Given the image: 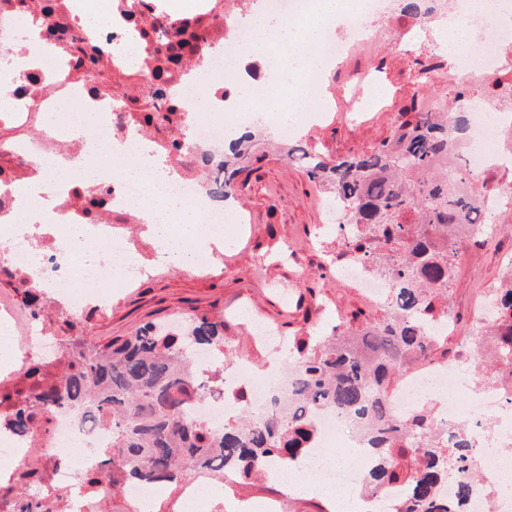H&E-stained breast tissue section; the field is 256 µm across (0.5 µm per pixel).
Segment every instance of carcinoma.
<instances>
[{
	"label": "carcinoma",
	"mask_w": 512,
	"mask_h": 512,
	"mask_svg": "<svg viewBox=\"0 0 512 512\" xmlns=\"http://www.w3.org/2000/svg\"><path fill=\"white\" fill-rule=\"evenodd\" d=\"M410 111L414 119L402 122L391 142L338 163L306 145L289 151L310 178L330 186L345 223L361 228L355 249H369L374 270L391 285L381 318L348 321L341 336L292 341L294 411L249 416L218 436L188 420L185 408L203 384L189 376L183 354L221 344L224 332V321L193 316L188 329L175 334L149 325L102 347L82 336L68 340L52 383L40 385L37 367L28 371L32 392H16L19 409L10 426L27 434L42 417L74 406L90 422L112 421V456L101 460L96 478L120 484L157 477L175 485L214 464L248 478L270 462L294 461L306 450L317 408L328 407L348 413L373 445L361 488L376 498L391 484L404 483L407 495L392 512H466L474 488L468 443L440 441L430 434L429 420H400L388 402L403 367L438 350L419 317L442 312L457 257L453 233L479 200L438 179L440 166L454 156L448 117L424 112L415 102ZM251 141L232 144V158L220 163L212 194L229 196L237 173L229 170L231 160L245 158ZM420 224L431 225L435 238H419ZM452 472L457 495L450 502L441 486Z\"/></svg>",
	"instance_id": "cac0c4a2"
}]
</instances>
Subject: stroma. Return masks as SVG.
<instances>
[{"label": "stroma", "mask_w": 512, "mask_h": 512, "mask_svg": "<svg viewBox=\"0 0 512 512\" xmlns=\"http://www.w3.org/2000/svg\"><path fill=\"white\" fill-rule=\"evenodd\" d=\"M428 60L423 51L396 46L353 55L331 72V90L340 91L353 76L369 73L387 91L384 106L361 113L355 120L338 111L325 113L317 122L311 121L309 113H296L294 123L303 129L302 140L330 160L368 152L391 140L403 119L401 107L416 97L449 96L444 82L421 79L419 66ZM286 150L280 139L258 136L228 199L246 221L228 225L232 250L223 261L201 271L161 268L131 287L114 289L108 311L76 318L77 335L102 345L175 314L205 316L224 323L225 360L243 359L261 367L267 355L250 340V315L279 326L288 336L307 335L320 323L326 306L338 307L346 320L359 311L380 317V310L338 280L328 266V257L341 250L342 244L333 236L314 240V230L326 221L315 201L317 183L287 157ZM495 221L508 233L507 243L461 248L448 285V305L459 318L458 332L463 336L474 333L466 319L472 298L499 284L501 250L512 247V203L503 206ZM292 244L300 248L295 259L288 255ZM224 495L229 503L243 500L266 505L280 495L284 498L281 512H328L321 500L282 493L280 486L263 478L225 487Z\"/></svg>", "instance_id": "stroma-1"}]
</instances>
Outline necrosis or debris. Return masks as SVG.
Masks as SVG:
<instances>
[{
	"instance_id": "necrosis-or-debris-1",
	"label": "necrosis or debris",
	"mask_w": 512,
	"mask_h": 512,
	"mask_svg": "<svg viewBox=\"0 0 512 512\" xmlns=\"http://www.w3.org/2000/svg\"><path fill=\"white\" fill-rule=\"evenodd\" d=\"M197 2L195 11L180 14L166 9L162 0H43L44 11L35 13L30 0H0V62L16 48L19 33L31 26L53 48L51 64L33 65L12 80L14 105L5 118L33 125L36 135L0 144V271L37 285L38 295H51L69 316L104 312L112 304L114 283L148 278L168 261L159 248L143 252V241L154 238L149 225L140 224L135 237L126 231L127 225L139 224L127 203L146 198L147 179H130L119 170L100 172L97 149L102 144L121 141L133 158L146 139L160 163L175 162L176 174L166 191L195 211L200 236L241 220L208 195L197 158L223 148L237 127L251 123V110L235 108L238 97L248 95L253 106L259 105L283 85L284 77L241 64L243 52L255 41L254 32L239 20L249 13L250 0H242L237 15L225 9L224 0ZM348 2L339 29L316 46L318 58L335 63L395 33L419 36L422 48L433 52L447 46L448 63L437 66L434 75L454 97L448 104L429 98L421 106L427 112L451 107L468 113L467 136L456 151L468 172L491 186L478 201V221L459 225L455 236L464 244L476 236L498 238L501 231L492 217L512 200V182L499 177L512 162V26L501 21L512 15V0H433L432 21L419 29L400 27L398 0ZM447 17L476 33L477 48L458 41L455 30L437 32L434 20ZM373 86L369 76H361L333 100L323 73L309 67L301 74L297 95L317 112L336 105L360 112ZM135 100L149 102L151 121L131 116L128 106ZM73 101L79 111H68ZM89 118L94 121L90 140L72 138V130ZM65 155L74 163L62 172L56 160ZM36 172L64 185L52 201L59 219L14 223L11 187ZM336 273L372 305L389 301V281L366 260L338 252ZM37 319L27 304L0 295V322L8 325L13 359L10 371H0L1 391H10L32 364H40L46 374L55 370L64 343L37 331ZM473 343V337L461 336L446 361L409 364L392 390V408L406 418L427 409L440 439L467 438L478 476L467 512H512V360L497 363L490 380L465 375L461 367L470 364ZM186 362L190 374L207 385L186 415L213 435L223 433L236 404L261 416L288 395L289 376L225 363L220 346L193 351ZM314 423L304 456L308 470L324 484L357 483L371 461L367 439L339 410L318 409ZM333 444L350 451L348 462L323 464ZM111 447V423H90L74 407L59 409L38 424L30 440L0 433L5 460L0 512H19L31 501L43 512H223L224 485L237 477L233 471L198 470L162 501L157 481L130 483L120 492L111 481L89 478L99 453ZM28 475L40 479L29 497L19 492Z\"/></svg>"
}]
</instances>
